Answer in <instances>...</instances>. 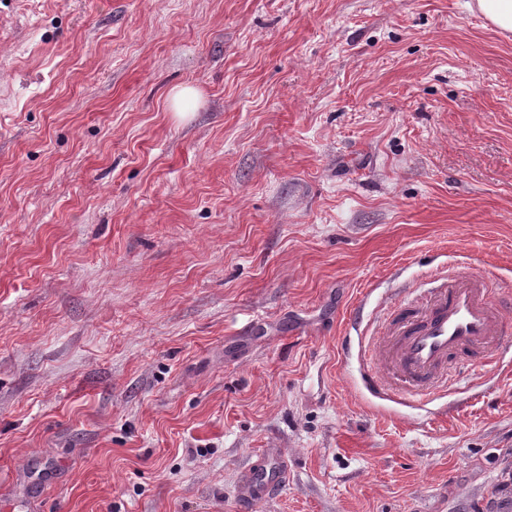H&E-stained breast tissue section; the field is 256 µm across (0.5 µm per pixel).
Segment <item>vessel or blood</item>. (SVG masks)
Listing matches in <instances>:
<instances>
[{
    "label": "vessel or blood",
    "mask_w": 512,
    "mask_h": 512,
    "mask_svg": "<svg viewBox=\"0 0 512 512\" xmlns=\"http://www.w3.org/2000/svg\"><path fill=\"white\" fill-rule=\"evenodd\" d=\"M439 282L423 307L405 300L388 308L374 336L360 343L374 392L422 406L447 387L455 359L498 363L500 345L512 336V321L492 297L488 282L473 272L447 273ZM270 457L267 450L258 454L246 476L253 501L265 497Z\"/></svg>",
    "instance_id": "b4317fda"
}]
</instances>
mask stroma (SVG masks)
Segmentation results:
<instances>
[{"label":"stroma","mask_w":512,"mask_h":512,"mask_svg":"<svg viewBox=\"0 0 512 512\" xmlns=\"http://www.w3.org/2000/svg\"><path fill=\"white\" fill-rule=\"evenodd\" d=\"M449 268L512 297L476 0H0L10 512H512V349L409 407L342 348ZM274 453L275 449L269 448L256 455V461L253 463L246 476L247 484L249 488L252 489V498L251 496H249V498L254 502L262 501L265 497L266 490L270 487L266 484L270 478L267 476L266 467L270 457L273 456ZM256 475H259L258 479H256Z\"/></svg>","instance_id":"obj_1"}]
</instances>
